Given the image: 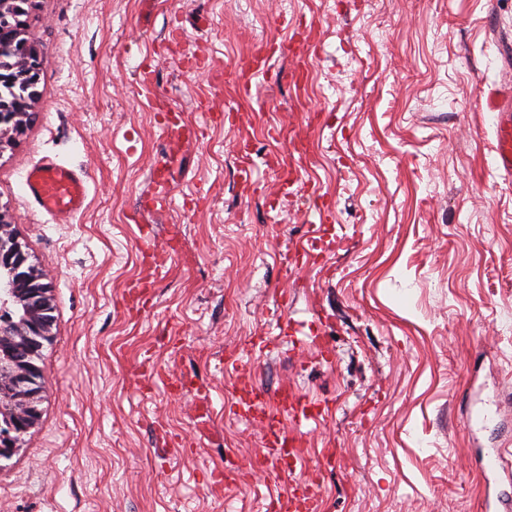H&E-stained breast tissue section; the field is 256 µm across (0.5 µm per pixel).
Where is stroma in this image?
<instances>
[{
  "mask_svg": "<svg viewBox=\"0 0 512 512\" xmlns=\"http://www.w3.org/2000/svg\"><path fill=\"white\" fill-rule=\"evenodd\" d=\"M35 4L36 118L0 144V206L54 322L0 512H254L308 480L321 512H512V172L481 102L512 81V0ZM303 38L306 70L275 57L239 97L254 51ZM45 157L87 175L78 214L26 194ZM161 159L172 204L149 208ZM143 224L167 261L131 314ZM241 363L268 399L328 405L291 472L253 468L292 424L236 413Z\"/></svg>",
  "mask_w": 512,
  "mask_h": 512,
  "instance_id": "1",
  "label": "stroma"
}]
</instances>
